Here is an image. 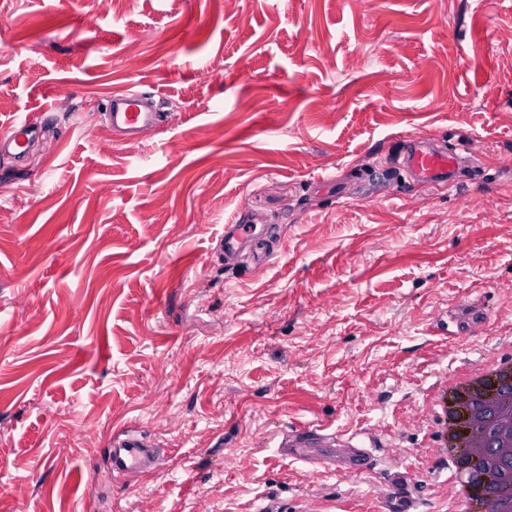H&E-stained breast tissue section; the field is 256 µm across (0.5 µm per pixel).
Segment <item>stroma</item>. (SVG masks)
Here are the masks:
<instances>
[{
    "instance_id": "stroma-1",
    "label": "stroma",
    "mask_w": 512,
    "mask_h": 512,
    "mask_svg": "<svg viewBox=\"0 0 512 512\" xmlns=\"http://www.w3.org/2000/svg\"><path fill=\"white\" fill-rule=\"evenodd\" d=\"M511 30L512 0H0V128L43 127L0 150V206L30 195L0 221V512H384L406 464L445 512L433 397L512 351ZM130 90L171 115L136 144L105 119ZM410 135L461 146L455 185L395 172ZM230 220L275 257L226 262ZM127 426L158 469L108 472ZM36 134V123L27 119L21 120L16 122L7 133L1 134L0 142L3 147L5 145L11 147L17 158H22L27 153Z\"/></svg>"
}]
</instances>
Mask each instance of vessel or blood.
Returning <instances> with one entry per match:
<instances>
[{"label":"vessel or blood","mask_w":512,"mask_h":512,"mask_svg":"<svg viewBox=\"0 0 512 512\" xmlns=\"http://www.w3.org/2000/svg\"><path fill=\"white\" fill-rule=\"evenodd\" d=\"M113 129L119 130L128 142L140 141L146 134L163 123L161 113L151 111L139 93L123 95L112 103L109 115ZM37 134L36 123L29 120L16 122L0 135V143L11 147L16 157H24ZM401 169L415 181L430 185H453L462 169V157L453 149L439 150L429 138L413 137L406 143ZM262 231L253 224H228L224 227L225 254L249 253L256 261L267 254L260 246ZM159 453L152 442L139 429L127 427L114 432L108 450L107 469L116 476H137L157 468Z\"/></svg>","instance_id":"vessel-or-blood-1"}]
</instances>
